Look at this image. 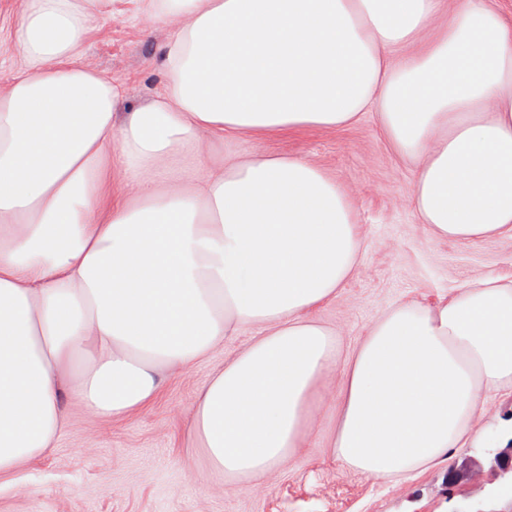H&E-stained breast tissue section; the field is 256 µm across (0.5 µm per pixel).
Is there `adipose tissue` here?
Listing matches in <instances>:
<instances>
[{
	"label": "adipose tissue",
	"instance_id": "1",
	"mask_svg": "<svg viewBox=\"0 0 512 512\" xmlns=\"http://www.w3.org/2000/svg\"><path fill=\"white\" fill-rule=\"evenodd\" d=\"M98 3L22 0L12 32L0 476L52 450L69 404L141 413L163 372L246 327L261 333L200 388L186 425L210 474L247 490L303 453L337 366L334 459L394 484L444 463L483 397L512 393V280L393 305L347 347L318 312L361 261L352 201L258 141L374 115L434 237H512V20L491 0H141L184 23L163 92L130 108L80 62ZM117 174L136 192L113 194Z\"/></svg>",
	"mask_w": 512,
	"mask_h": 512
}]
</instances>
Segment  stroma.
Masks as SVG:
<instances>
[{
	"mask_svg": "<svg viewBox=\"0 0 512 512\" xmlns=\"http://www.w3.org/2000/svg\"><path fill=\"white\" fill-rule=\"evenodd\" d=\"M20 7L21 0H0V89L17 67L8 28ZM182 24L179 17L157 22L138 0H109L86 32L81 60L120 84L128 105H142L163 88V49ZM261 145L316 164L353 202L365 252L357 275L319 312L346 343L358 341L393 304L429 307L469 278H512L511 238L437 240L419 224L410 204L413 171L384 141L374 119L345 129H305ZM256 333L252 327L225 337L210 358L169 375L152 407L131 418L94 419L70 406V423L53 452L0 478V512H472L482 501L478 483L448 489L449 469L473 459L483 467L478 482L490 480L478 441L397 485L337 462L325 443L335 424L338 368L326 376V406L304 453L246 491L210 475L184 426L198 388Z\"/></svg>",
	"mask_w": 512,
	"mask_h": 512,
	"instance_id": "35a3bbf8",
	"label": "stroma"
}]
</instances>
